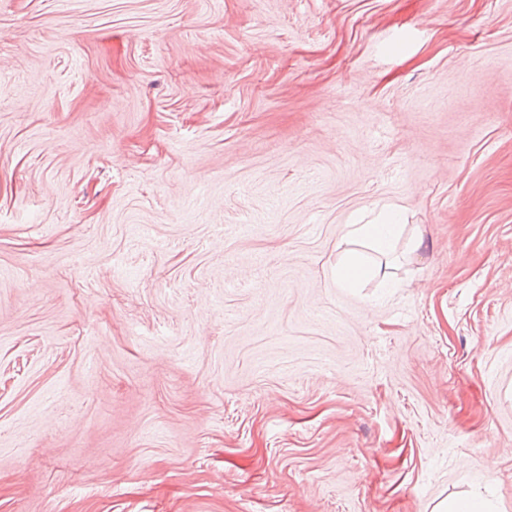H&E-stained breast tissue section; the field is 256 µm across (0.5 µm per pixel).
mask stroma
Returning a JSON list of instances; mask_svg holds the SVG:
<instances>
[{"label":"stroma","instance_id":"35a3bbf8","mask_svg":"<svg viewBox=\"0 0 512 512\" xmlns=\"http://www.w3.org/2000/svg\"><path fill=\"white\" fill-rule=\"evenodd\" d=\"M386 205L394 287H338ZM473 494L512 512V0H0V512ZM346 228L347 243L388 255L394 251L395 242L402 233L403 224H397V221L388 217L380 224H347Z\"/></svg>","mask_w":512,"mask_h":512}]
</instances>
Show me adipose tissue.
<instances>
[{"instance_id": "obj_1", "label": "adipose tissue", "mask_w": 512, "mask_h": 512, "mask_svg": "<svg viewBox=\"0 0 512 512\" xmlns=\"http://www.w3.org/2000/svg\"><path fill=\"white\" fill-rule=\"evenodd\" d=\"M402 227L393 218H386L378 224H351L346 230V250L341 263L336 267V283L349 288L363 280L375 277L379 270L370 265L367 251L373 250L387 255L393 252Z\"/></svg>"}]
</instances>
